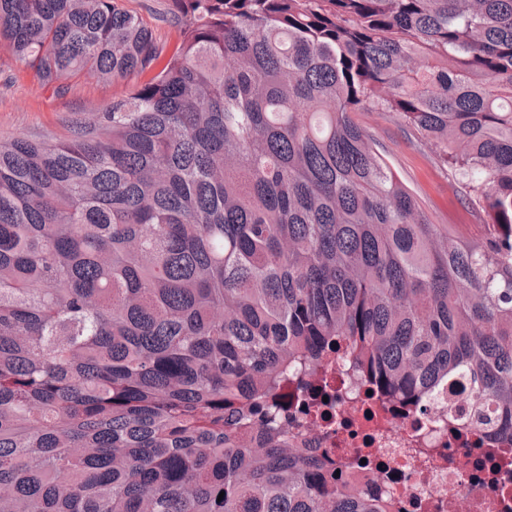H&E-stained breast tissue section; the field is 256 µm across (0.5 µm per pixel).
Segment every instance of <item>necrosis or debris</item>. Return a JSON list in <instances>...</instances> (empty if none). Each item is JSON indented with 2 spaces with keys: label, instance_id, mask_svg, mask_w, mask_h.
<instances>
[{
  "label": "necrosis or debris",
  "instance_id": "necrosis-or-debris-1",
  "mask_svg": "<svg viewBox=\"0 0 512 512\" xmlns=\"http://www.w3.org/2000/svg\"><path fill=\"white\" fill-rule=\"evenodd\" d=\"M334 397L327 418H309L301 431L309 447L354 467L359 493L390 503V512H504L512 504V478L484 470L488 459H511L512 442L488 443L481 431L458 436L448 406L425 413L392 414L336 361L313 389L288 388L292 405L310 403L316 391Z\"/></svg>",
  "mask_w": 512,
  "mask_h": 512
}]
</instances>
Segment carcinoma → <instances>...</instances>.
Instances as JSON below:
<instances>
[{
	"label": "carcinoma",
	"mask_w": 512,
	"mask_h": 512,
	"mask_svg": "<svg viewBox=\"0 0 512 512\" xmlns=\"http://www.w3.org/2000/svg\"><path fill=\"white\" fill-rule=\"evenodd\" d=\"M0 0L55 91L0 145V512H387L278 401L330 355L512 435V0ZM393 112L487 216L432 224L355 122ZM223 498H218V495ZM122 4L151 27L163 54H170L175 49L179 30L170 14V0H124ZM132 81L112 84L85 75L56 96L52 87L33 80L28 66L5 52L0 53V143L18 136L57 141L70 135L76 122H88L124 94Z\"/></svg>",
	"instance_id": "1"
}]
</instances>
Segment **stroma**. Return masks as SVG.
Listing matches in <instances>:
<instances>
[{"instance_id":"1","label":"stroma","mask_w":512,"mask_h":512,"mask_svg":"<svg viewBox=\"0 0 512 512\" xmlns=\"http://www.w3.org/2000/svg\"><path fill=\"white\" fill-rule=\"evenodd\" d=\"M123 5L151 27L163 53L175 49L179 30L170 14V0H123ZM129 87L124 80L105 84L85 75L72 82L66 94L57 96L33 80L25 63L1 52L0 143L22 135L37 140L66 138L75 123L91 121ZM356 119L372 134L377 150L431 223L452 226L468 240H482L484 214L465 185L437 160L429 143L390 112H360Z\"/></svg>"}]
</instances>
